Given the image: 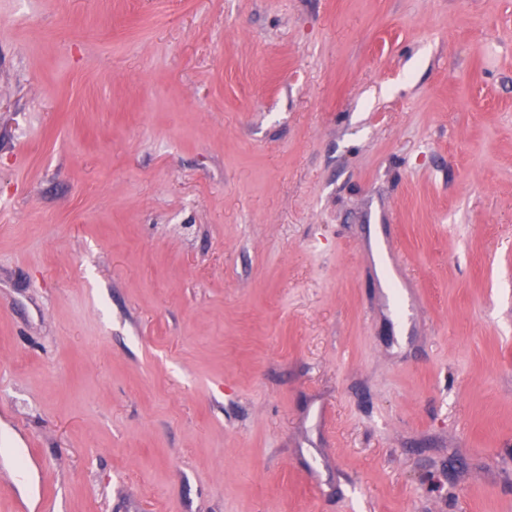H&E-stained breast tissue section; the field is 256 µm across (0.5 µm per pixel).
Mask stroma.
<instances>
[{"mask_svg": "<svg viewBox=\"0 0 512 512\" xmlns=\"http://www.w3.org/2000/svg\"><path fill=\"white\" fill-rule=\"evenodd\" d=\"M0 512H512V0H0Z\"/></svg>", "mask_w": 512, "mask_h": 512, "instance_id": "35a3bbf8", "label": "stroma"}]
</instances>
